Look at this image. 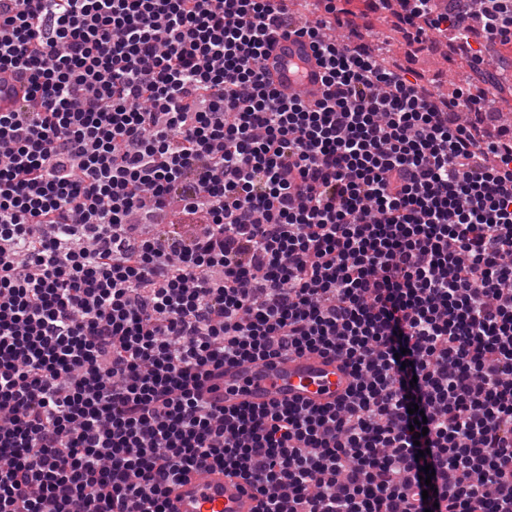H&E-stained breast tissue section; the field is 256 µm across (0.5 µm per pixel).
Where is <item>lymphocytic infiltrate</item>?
I'll use <instances>...</instances> for the list:
<instances>
[{
    "instance_id": "lymphocytic-infiltrate-1",
    "label": "lymphocytic infiltrate",
    "mask_w": 512,
    "mask_h": 512,
    "mask_svg": "<svg viewBox=\"0 0 512 512\" xmlns=\"http://www.w3.org/2000/svg\"><path fill=\"white\" fill-rule=\"evenodd\" d=\"M433 2L381 0L477 73L512 43V0ZM335 12L310 104L261 64L284 0H0V512H172L214 467L259 512H512V127ZM176 198L207 223L147 234ZM307 352L336 404L208 399ZM398 33V38L402 41L403 45L402 47H396V45H393V31L388 30L385 32H378L374 30H367L364 32L363 39H369L373 44H375V49L372 51L374 54L378 57V59L386 60L387 65L385 66L387 69L390 70H407L411 69L414 72H416L420 78L423 84H425L430 90L437 92L443 96L448 97V88L453 85L454 87L458 84L459 79V73L464 69L467 70L469 64L466 57H460L459 59H454L449 61V69L448 65L445 67H435L428 64H424L422 61L416 63V64H408L403 58V54L406 51L407 48V37L402 32L396 30ZM386 37H388V42L386 45L383 46L385 48L382 55H380L377 52V46H380V42L384 40ZM416 68L418 70L430 69V74H433L436 72L437 69H440V77H427L423 74L417 72L416 70L412 69L411 67ZM27 83L25 80L18 78L16 75L5 72L1 75L0 81V107L2 109L9 107L15 100H18L27 91Z\"/></svg>"
}]
</instances>
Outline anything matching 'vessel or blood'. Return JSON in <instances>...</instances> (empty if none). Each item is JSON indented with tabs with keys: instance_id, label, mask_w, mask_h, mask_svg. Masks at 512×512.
Wrapping results in <instances>:
<instances>
[{
	"instance_id": "obj_1",
	"label": "vessel or blood",
	"mask_w": 512,
	"mask_h": 512,
	"mask_svg": "<svg viewBox=\"0 0 512 512\" xmlns=\"http://www.w3.org/2000/svg\"><path fill=\"white\" fill-rule=\"evenodd\" d=\"M274 85L298 91L307 101L321 98L322 72L305 38L279 31L264 60ZM27 91L25 80L0 74V107H9ZM348 368L334 358L318 354L285 355L270 361L257 360L224 369V386L217 396L225 408L242 405L301 402L335 404L350 389ZM173 512H258L259 503L237 478L221 469L188 475L170 494Z\"/></svg>"
}]
</instances>
